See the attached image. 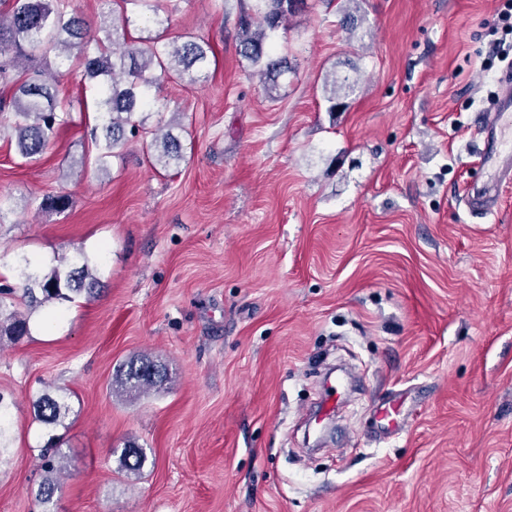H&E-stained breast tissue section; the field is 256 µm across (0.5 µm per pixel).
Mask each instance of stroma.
Wrapping results in <instances>:
<instances>
[{
  "instance_id": "1",
  "label": "stroma",
  "mask_w": 512,
  "mask_h": 512,
  "mask_svg": "<svg viewBox=\"0 0 512 512\" xmlns=\"http://www.w3.org/2000/svg\"><path fill=\"white\" fill-rule=\"evenodd\" d=\"M76 3L215 57L160 87L180 123L170 171L142 134L97 172L75 59L45 62L73 122L40 159L0 133V285L20 258L47 269L77 247L100 282L0 344V512H41L51 431L68 455L55 512H512V185L489 214L467 198L488 179L476 130L503 89L507 0H359L350 30L345 0H306L271 40L291 67L272 99L238 53L255 0H181L149 23ZM332 71L356 82L338 112ZM59 193L64 211L31 204ZM133 356L164 385L117 391ZM334 366L352 390L310 424ZM47 391L70 407L52 430L34 418ZM132 445L138 474L120 464ZM346 80L339 81L336 77V72L331 75H327L324 79V98L329 104L327 111L336 112L340 107L344 106V102L341 100L345 98L346 92H343L347 85Z\"/></svg>"
}]
</instances>
